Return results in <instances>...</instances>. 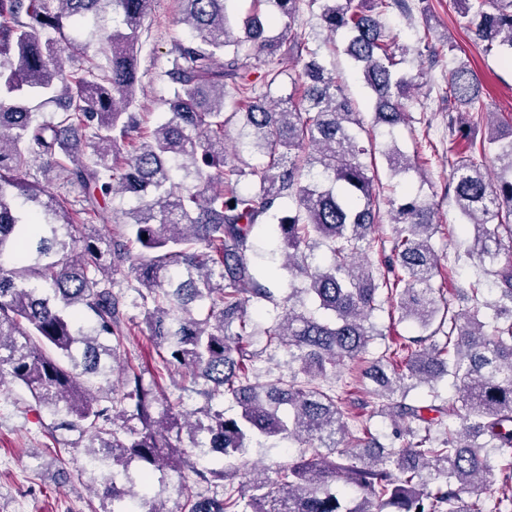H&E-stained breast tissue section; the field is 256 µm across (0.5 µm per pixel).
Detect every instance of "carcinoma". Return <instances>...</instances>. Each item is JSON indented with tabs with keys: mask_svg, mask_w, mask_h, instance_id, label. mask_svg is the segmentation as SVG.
Instances as JSON below:
<instances>
[{
	"mask_svg": "<svg viewBox=\"0 0 512 512\" xmlns=\"http://www.w3.org/2000/svg\"><path fill=\"white\" fill-rule=\"evenodd\" d=\"M174 2L189 39L169 52L160 79L171 98L156 121L130 111L150 0H0V388L21 387L53 416L58 443L84 449L82 469L102 475L98 494L122 504L112 512H167L154 475L169 469L181 474L182 512H508L512 121L471 138L457 121L482 119V84L466 63L448 72V188L475 227L467 255L494 285L490 300L479 279L456 290L476 301L456 312L433 285V209L370 173L378 154L393 175L408 157L358 137V108L321 63L317 34L294 32L305 5L327 34H342L371 91L374 127L391 136L413 89L402 69L411 48L382 18L410 10L408 0H251L241 36L229 27L233 0ZM456 2L484 54L512 53V0ZM69 28L88 30L102 59ZM73 56L80 64L66 66ZM285 56L304 61L302 74L279 67ZM287 85L272 104L271 91ZM70 139L92 152L74 159ZM37 162L59 191L30 179ZM248 176L254 186L243 190ZM126 192L136 204L113 213L112 229L93 224ZM382 204L400 225L383 271L368 254ZM262 224L274 226L281 268L301 283L281 299L251 259ZM385 300L419 334L376 355ZM270 304L284 313L263 328L258 352L253 319ZM129 306L162 369L181 376L176 397L121 362L138 327ZM262 352L283 353L287 372L261 378ZM357 361L371 392L389 400L381 414L404 424L386 446L349 424L354 381L344 368ZM445 378L455 393L443 398ZM185 393L196 409H181ZM269 439L297 443L296 454L273 478L237 481L230 457Z\"/></svg>",
	"mask_w": 512,
	"mask_h": 512,
	"instance_id": "obj_1",
	"label": "carcinoma"
}]
</instances>
